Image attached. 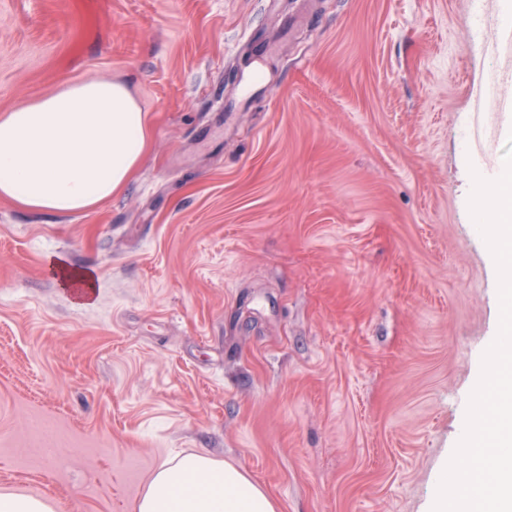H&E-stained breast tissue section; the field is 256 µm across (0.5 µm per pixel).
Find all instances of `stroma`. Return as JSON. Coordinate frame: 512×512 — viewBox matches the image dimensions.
I'll use <instances>...</instances> for the list:
<instances>
[{
    "instance_id": "35a3bbf8",
    "label": "stroma",
    "mask_w": 512,
    "mask_h": 512,
    "mask_svg": "<svg viewBox=\"0 0 512 512\" xmlns=\"http://www.w3.org/2000/svg\"><path fill=\"white\" fill-rule=\"evenodd\" d=\"M510 5L0 0V113L127 77L151 123L96 209L0 199V492L137 512L199 453L278 512H432L498 332L468 199L508 139Z\"/></svg>"
}]
</instances>
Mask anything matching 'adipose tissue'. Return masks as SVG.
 Wrapping results in <instances>:
<instances>
[{
    "instance_id": "adipose-tissue-1",
    "label": "adipose tissue",
    "mask_w": 512,
    "mask_h": 512,
    "mask_svg": "<svg viewBox=\"0 0 512 512\" xmlns=\"http://www.w3.org/2000/svg\"><path fill=\"white\" fill-rule=\"evenodd\" d=\"M150 142L128 81L66 83L0 113V199L33 212L94 209L123 190ZM138 512H276L234 465L191 454L161 462Z\"/></svg>"
}]
</instances>
